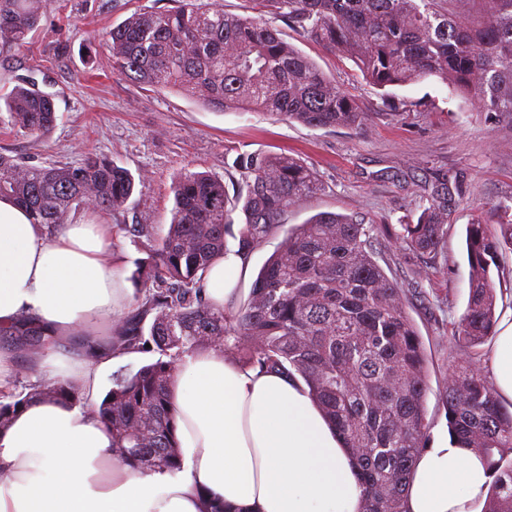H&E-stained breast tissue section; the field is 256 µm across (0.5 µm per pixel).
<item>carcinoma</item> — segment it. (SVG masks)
<instances>
[{
  "label": "carcinoma",
  "instance_id": "carcinoma-1",
  "mask_svg": "<svg viewBox=\"0 0 512 512\" xmlns=\"http://www.w3.org/2000/svg\"><path fill=\"white\" fill-rule=\"evenodd\" d=\"M134 13L109 32L112 68L137 83L192 96L217 112L251 107L312 129H354L366 113L336 81L263 18L275 13L308 40L351 60L389 99L388 89L434 78L483 112L512 120V0H258L242 17L210 0ZM42 0H0V53L27 44ZM11 127L40 137L57 123L54 95L27 78L4 96ZM247 192L229 201L224 182L189 168L173 180L167 228L141 224L148 257L136 261L141 288L112 340V353H146L134 372L112 378L98 403L79 379L36 383L25 394L0 389V433L34 399L90 405L112 433L120 466L146 473L183 469L171 389L189 354L216 348L247 368L297 376L358 465L362 512H409L416 459L427 448L428 364L403 288L378 263L383 227L335 213L285 231L249 297L216 308L206 301L209 268L230 253L232 212L243 222L235 254L247 258L280 230L288 208L318 191L313 170L285 153L243 155ZM135 177L89 153L77 166L31 165L0 153V197L50 231L81 208L125 207ZM463 195L444 174L428 184L429 206L414 224L390 229L405 255L436 257L448 235V203ZM512 251V220L469 224V298L453 338L474 347L493 335L496 294L490 277ZM0 342L33 358L57 341L27 314L0 327ZM444 408L450 443L486 458L494 473L482 512H512V408L477 364L458 362Z\"/></svg>",
  "mask_w": 512,
  "mask_h": 512
}]
</instances>
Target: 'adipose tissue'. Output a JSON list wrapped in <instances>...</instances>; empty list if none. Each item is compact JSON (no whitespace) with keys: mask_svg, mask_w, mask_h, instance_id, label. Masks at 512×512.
<instances>
[{"mask_svg":"<svg viewBox=\"0 0 512 512\" xmlns=\"http://www.w3.org/2000/svg\"><path fill=\"white\" fill-rule=\"evenodd\" d=\"M108 225L92 211L55 235L0 198V326L31 313L54 336L111 327L125 303ZM242 258L229 254L205 279L221 306ZM499 392L512 399V316L492 353ZM183 469L141 474L116 465L112 434L93 414L36 399L0 434V512H201V495L235 512H361L355 463L308 394L207 350L186 356L172 388ZM493 475L486 459L445 445L418 457L410 512H477Z\"/></svg>","mask_w":512,"mask_h":512,"instance_id":"ef3b65f1","label":"adipose tissue"}]
</instances>
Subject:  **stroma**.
Here are the masks:
<instances>
[{
	"mask_svg": "<svg viewBox=\"0 0 512 512\" xmlns=\"http://www.w3.org/2000/svg\"><path fill=\"white\" fill-rule=\"evenodd\" d=\"M167 4L43 0L31 44L0 57V94L11 90L16 77H32L54 94L59 119L37 138L0 128V152L36 165H76L95 153L128 169L137 178L135 190L123 211L103 216L111 225L168 223L170 187L187 168L223 180L228 197H235L246 183L236 160L247 153H287L315 170L321 189L289 210L290 225L320 213L393 228L413 223L428 205L429 183L446 172L457 175L465 194L448 208V237L438 258L405 257L384 234L375 241L379 263L403 287L427 353L429 445H446L442 398L453 365L470 357L485 376L493 374L492 341L470 350L457 345L451 332L469 294L466 226L496 223L498 211L512 207V120L450 96L434 79L394 89L391 101H383L351 61L304 40L273 14L271 25L355 98L367 121L357 130L312 129L255 110L214 111L191 97L134 83L112 68L109 30L132 13ZM79 344L71 336L40 363L13 366L11 386L76 375Z\"/></svg>",
	"mask_w": 512,
	"mask_h": 512,
	"instance_id": "35a3bbf8",
	"label": "stroma"
}]
</instances>
